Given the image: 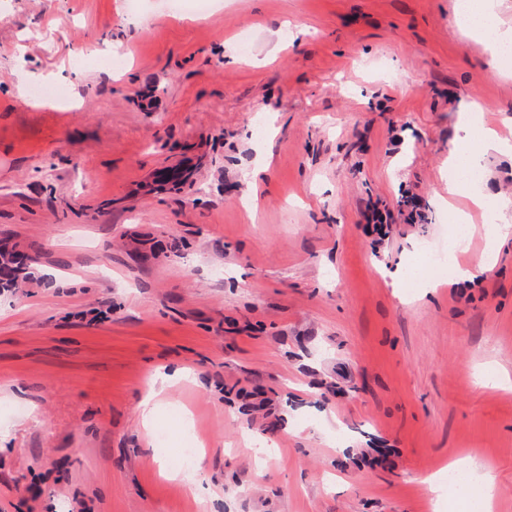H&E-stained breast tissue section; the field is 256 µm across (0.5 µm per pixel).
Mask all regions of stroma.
I'll return each instance as SVG.
<instances>
[{"instance_id":"stroma-1","label":"stroma","mask_w":512,"mask_h":512,"mask_svg":"<svg viewBox=\"0 0 512 512\" xmlns=\"http://www.w3.org/2000/svg\"><path fill=\"white\" fill-rule=\"evenodd\" d=\"M458 4L0 0V239L42 275L0 294V512H466L488 476L512 512V237L406 281L448 250L460 113L512 139ZM486 245L483 250L472 253L469 260L464 264H459L455 253L448 252L449 259V277L448 280L457 282L470 281L474 272H489L493 268V259L496 244L499 240L510 237L512 234V225L506 224H484ZM188 378L189 375L182 372L180 368L174 369L171 373H157L151 392L141 400L139 405L144 425H150L152 423L156 409L159 405L160 397L164 393L165 389L175 382L186 380Z\"/></svg>"}]
</instances>
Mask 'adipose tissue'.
<instances>
[{"label": "adipose tissue", "mask_w": 512, "mask_h": 512, "mask_svg": "<svg viewBox=\"0 0 512 512\" xmlns=\"http://www.w3.org/2000/svg\"><path fill=\"white\" fill-rule=\"evenodd\" d=\"M512 154V141L499 136L497 131L485 125L481 115L473 111L460 114L455 133V146L448 159L453 168L478 171L482 168L485 153ZM512 236L511 224H489L485 227L486 245L483 250L472 253L466 263L450 260L451 280L464 282L471 280L474 273L488 272L493 268L495 248L499 240Z\"/></svg>", "instance_id": "ef3b65f1"}]
</instances>
